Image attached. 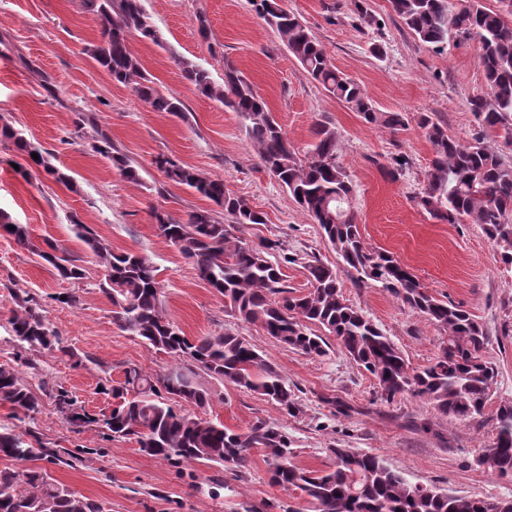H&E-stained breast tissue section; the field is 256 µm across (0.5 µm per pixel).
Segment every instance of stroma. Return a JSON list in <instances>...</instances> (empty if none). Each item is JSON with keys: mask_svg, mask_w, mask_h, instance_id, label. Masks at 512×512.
I'll return each mask as SVG.
<instances>
[{"mask_svg": "<svg viewBox=\"0 0 512 512\" xmlns=\"http://www.w3.org/2000/svg\"><path fill=\"white\" fill-rule=\"evenodd\" d=\"M326 49L337 70L355 79L384 112L406 119L400 131L365 124L304 72L280 39L250 8L248 0H144L162 36L161 43L132 38L156 87L178 97L185 118L152 111L124 85L112 82L88 50L98 29L82 0H0V123L6 122L53 156L72 176V185L42 171L23 177L24 158L0 143V209L26 225L35 244L51 240L85 256L72 222L90 227L114 251L135 250L157 267L170 319L189 337L218 330L239 333L262 350L295 387L298 417L280 413L254 393L217 385L218 396L203 412L228 427L246 429L262 419L280 426L294 441L299 466L324 469L328 449L340 444L382 455L411 483L490 501L512 499V478L478 467L476 458L497 430L493 415L512 401V270L478 225L443 224L417 206L425 187L432 147L420 127L421 116L443 123L451 136L472 142L478 124L472 97L486 84L476 38L451 40L444 52L420 42L393 12L390 0H282ZM367 11L374 25L361 24ZM205 15L208 38H201L196 15ZM381 45L382 55L371 52ZM209 70L224 81L232 63L252 82L298 152H306L317 123H331L340 139L338 162L354 188L353 206L368 247L393 253L436 297L467 309L490 336L483 351L498 376L483 417L459 422L422 400L404 396L377 401L376 381L338 346L328 356L308 357L284 347L256 325L238 320L224 300L200 280L192 265L156 231L151 211L172 217L208 207L192 190L166 182L153 160L166 155L203 175L223 179L226 189L263 212L266 221L241 227L252 244L280 240L288 255L310 254L337 266L335 251L288 192L262 166L238 122L223 102L201 94L183 76L179 60ZM60 94L47 97L43 78ZM94 124L76 131L78 113ZM101 129L139 169L141 183L94 154L88 134ZM408 165L396 170L395 156ZM343 292L361 308L416 368L428 366L446 334L382 289L357 286L340 275ZM21 287L41 303L70 355L37 356L47 374L92 414L109 412L112 398L101 393L105 377L118 380L127 367L165 371L170 358L149 350L112 321V305L98 290L57 277L48 264L12 237L0 234V364L15 365L9 321L16 305L10 295ZM62 293L77 296L75 306L57 303ZM31 387L39 374L22 369ZM52 448H94L86 464L49 465L52 477L71 491L105 502L111 512H286L294 498L271 484L262 455L248 470L193 464L182 469L143 454L132 438L113 439L95 427L78 428L45 399L34 426Z\"/></svg>", "mask_w": 512, "mask_h": 512, "instance_id": "35a3bbf8", "label": "stroma"}]
</instances>
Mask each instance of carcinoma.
<instances>
[{"mask_svg":"<svg viewBox=\"0 0 512 512\" xmlns=\"http://www.w3.org/2000/svg\"><path fill=\"white\" fill-rule=\"evenodd\" d=\"M499 2L503 7L492 9L483 0H454L451 12L448 0H391V7L421 42L437 51L445 50L458 36L479 39L489 93L472 98L470 110L480 133L474 142L464 144L431 117H422L420 125L433 155L417 204L441 222L478 225L500 250L504 265L512 266V167L502 162L491 144L494 138L512 141V0ZM84 6L99 28V43L90 49L97 66L112 81L130 87L152 111L184 117L183 103L152 85L130 48L134 35L162 43L143 0H84ZM251 6L329 96L345 103L367 124L392 132L405 127L402 113L381 111L357 82L336 70L322 44L281 0H255ZM182 72L199 92L219 99L236 113L262 166L318 224L355 282L380 288L422 314L447 333L446 344L428 366L411 367L392 339L344 296L336 268L315 256L305 262L310 289L288 294L279 261L270 259L284 251L282 243L268 239L253 246L234 234L244 225L265 223L262 212L228 193L224 180L206 177L163 155L154 164L165 179L213 202L231 223L222 222L213 209L191 210L182 221L154 209L158 235L224 297L225 307L237 319L260 326L278 343L305 356L323 357L328 355V342L318 331L334 336L345 355L374 377L377 400L392 403L410 394L451 419L483 416L498 375L482 357L490 336L462 306L423 288L390 252L365 245L352 211V182L336 162V128L327 122L318 124L314 143L302 156L240 71L225 68L222 86L212 81L208 70L191 62H182ZM0 142L12 144L27 160L21 175L36 168L60 183L71 182L45 151L6 122L0 124ZM89 147L127 180L141 182L137 167L107 134L98 133ZM34 153L38 158L32 157ZM0 230L30 247L60 278L76 283L87 279V268L79 259L48 240L45 249L31 244L27 227L3 210ZM72 231L100 267L95 286L112 304L113 322L148 348L167 354L174 365L156 375L129 367L123 380L105 379L101 390L112 395L113 404L109 413L99 417L76 405L55 380L42 379L38 393L15 367L0 365V403L11 406L18 422H34L41 413L42 395L48 394L72 425H96L114 438L132 436L141 452L174 467L206 463L241 471L260 453L269 465L271 483L297 493L305 503L304 509L288 512H512V500L489 502L413 484L382 456L340 445L329 448L332 465L328 468L301 467L294 462L292 440L279 426L259 419L238 431L197 414L215 396L209 386L212 380L253 392L290 417L301 414L302 407L288 378L245 337L228 330L194 339L181 333L165 313L157 269L147 257L133 251L113 252L91 228L76 220ZM13 299L16 310L9 335L20 349L17 358L33 369L30 354L54 350L68 354L33 297L18 289ZM494 419L497 437L482 449L476 463L500 477H512V402L500 404ZM2 458L30 467L19 471L0 466V512H109L104 502L72 492L45 467L36 465L38 461L68 463L59 449L45 446L38 436L26 438L16 432V426L1 424Z\"/></svg>","mask_w":512,"mask_h":512,"instance_id":"1","label":"carcinoma"}]
</instances>
